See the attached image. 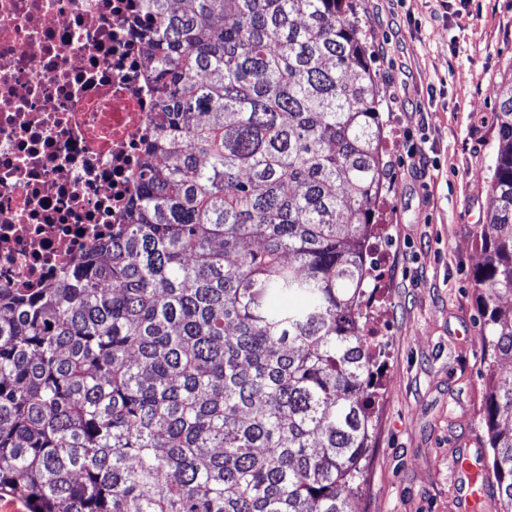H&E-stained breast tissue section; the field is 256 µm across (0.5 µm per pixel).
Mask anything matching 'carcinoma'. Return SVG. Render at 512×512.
Here are the masks:
<instances>
[{"label": "carcinoma", "mask_w": 512, "mask_h": 512, "mask_svg": "<svg viewBox=\"0 0 512 512\" xmlns=\"http://www.w3.org/2000/svg\"><path fill=\"white\" fill-rule=\"evenodd\" d=\"M156 132L112 239L0 288V494L30 512H352L378 384L367 240L382 190L350 0H146ZM485 253L512 359V84ZM481 424L512 512V378Z\"/></svg>", "instance_id": "obj_1"}]
</instances>
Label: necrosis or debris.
<instances>
[{
	"instance_id": "4bbe7bcc",
	"label": "necrosis or debris",
	"mask_w": 512,
	"mask_h": 512,
	"mask_svg": "<svg viewBox=\"0 0 512 512\" xmlns=\"http://www.w3.org/2000/svg\"><path fill=\"white\" fill-rule=\"evenodd\" d=\"M144 0H0V288L49 286L122 223L154 124Z\"/></svg>"
}]
</instances>
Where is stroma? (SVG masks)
<instances>
[{
  "label": "stroma",
  "instance_id": "obj_1",
  "mask_svg": "<svg viewBox=\"0 0 512 512\" xmlns=\"http://www.w3.org/2000/svg\"><path fill=\"white\" fill-rule=\"evenodd\" d=\"M383 124L368 324L381 386L353 512H461L455 462L486 438L473 275L512 82V0H354ZM426 158L417 168L412 152Z\"/></svg>",
  "mask_w": 512,
  "mask_h": 512
}]
</instances>
